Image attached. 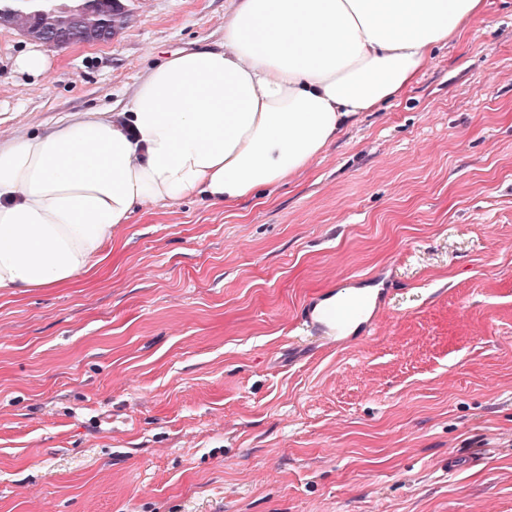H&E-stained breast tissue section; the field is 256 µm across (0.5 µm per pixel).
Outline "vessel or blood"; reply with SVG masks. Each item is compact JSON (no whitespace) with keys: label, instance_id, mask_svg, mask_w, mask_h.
<instances>
[{"label":"vessel or blood","instance_id":"1","mask_svg":"<svg viewBox=\"0 0 512 512\" xmlns=\"http://www.w3.org/2000/svg\"><path fill=\"white\" fill-rule=\"evenodd\" d=\"M382 306L378 292L340 289L336 292L334 308L327 310L314 303L307 304L300 312V320L315 338L334 346L345 340H364Z\"/></svg>","mask_w":512,"mask_h":512}]
</instances>
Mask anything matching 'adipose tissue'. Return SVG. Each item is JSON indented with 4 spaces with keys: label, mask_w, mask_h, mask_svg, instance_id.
<instances>
[{
    "label": "adipose tissue",
    "mask_w": 512,
    "mask_h": 512,
    "mask_svg": "<svg viewBox=\"0 0 512 512\" xmlns=\"http://www.w3.org/2000/svg\"><path fill=\"white\" fill-rule=\"evenodd\" d=\"M481 12L482 0H235L223 44L171 54L121 120L81 112L0 143V291L92 273L144 204L229 206L286 182Z\"/></svg>",
    "instance_id": "adipose-tissue-1"
}]
</instances>
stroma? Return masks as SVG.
I'll list each match as a JSON object with an SVG mask.
<instances>
[{"label": "stroma", "mask_w": 512, "mask_h": 512, "mask_svg": "<svg viewBox=\"0 0 512 512\" xmlns=\"http://www.w3.org/2000/svg\"><path fill=\"white\" fill-rule=\"evenodd\" d=\"M105 44L0 27V140L120 111L234 0H123ZM94 273L0 291V512H512V0L224 208L145 205ZM388 289L361 342L297 322ZM50 64L49 57L41 46L30 44L27 49L15 57L14 66L17 71L31 76L44 73Z\"/></svg>", "instance_id": "35a3bbf8"}]
</instances>
